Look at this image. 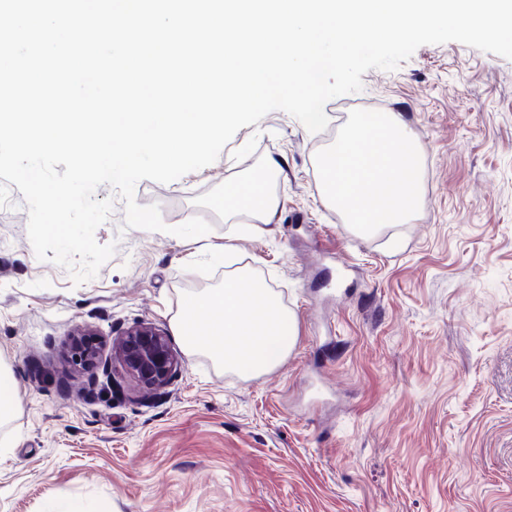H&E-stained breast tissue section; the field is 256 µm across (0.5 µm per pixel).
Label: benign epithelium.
<instances>
[{
	"instance_id": "obj_1",
	"label": "benign epithelium",
	"mask_w": 512,
	"mask_h": 512,
	"mask_svg": "<svg viewBox=\"0 0 512 512\" xmlns=\"http://www.w3.org/2000/svg\"><path fill=\"white\" fill-rule=\"evenodd\" d=\"M72 344L71 360L80 369H92L100 359V348L92 333L78 331ZM112 359L143 388L166 389L178 370V361L168 334L150 324L128 328L112 342Z\"/></svg>"
}]
</instances>
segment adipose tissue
<instances>
[{
	"label": "adipose tissue",
	"mask_w": 512,
	"mask_h": 512,
	"mask_svg": "<svg viewBox=\"0 0 512 512\" xmlns=\"http://www.w3.org/2000/svg\"><path fill=\"white\" fill-rule=\"evenodd\" d=\"M376 149H367V142ZM382 180L383 194L365 187ZM419 161L410 131L393 113L359 112L322 161L323 194L353 227L373 232L408 223L421 201ZM252 199L248 212L271 222L277 204L265 182L243 181L228 186L227 203ZM176 329L190 354L203 353L225 370L257 375L277 366L297 342L294 315L259 281L248 277L225 280L223 287L187 294L176 317Z\"/></svg>",
	"instance_id": "adipose-tissue-1"
}]
</instances>
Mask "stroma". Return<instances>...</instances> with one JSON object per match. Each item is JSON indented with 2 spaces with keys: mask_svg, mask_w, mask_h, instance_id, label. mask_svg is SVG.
Wrapping results in <instances>:
<instances>
[{
  "mask_svg": "<svg viewBox=\"0 0 512 512\" xmlns=\"http://www.w3.org/2000/svg\"><path fill=\"white\" fill-rule=\"evenodd\" d=\"M361 91L328 101L312 133L275 110L211 165L139 205L181 238L123 229L91 280L38 260L27 205L0 207V367L20 405L0 426V512H512V60L459 42L419 47ZM394 112L413 135L422 204L406 224L355 233L320 190L319 160L353 113ZM263 178L271 223L224 214L226 186ZM249 276L297 322L295 348L241 376L189 354L183 296ZM170 331L165 394L121 370L89 396L70 335Z\"/></svg>",
  "mask_w": 512,
  "mask_h": 512,
  "instance_id": "35a3bbf8",
  "label": "stroma"
}]
</instances>
